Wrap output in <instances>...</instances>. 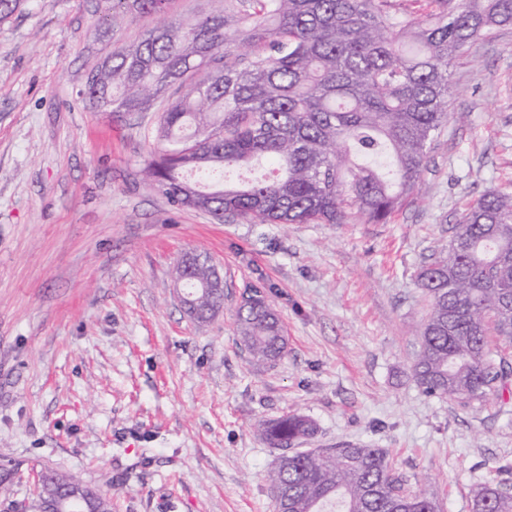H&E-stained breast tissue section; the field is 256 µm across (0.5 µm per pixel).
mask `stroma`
<instances>
[{
    "instance_id": "35a3bbf8",
    "label": "stroma",
    "mask_w": 512,
    "mask_h": 512,
    "mask_svg": "<svg viewBox=\"0 0 512 512\" xmlns=\"http://www.w3.org/2000/svg\"><path fill=\"white\" fill-rule=\"evenodd\" d=\"M107 0H23L0 21V512L53 470L110 493L112 512H274L278 452L259 421L300 413L311 448L388 451L407 489L472 512L477 486L512 490V391L463 407L411 373L431 303L416 285L465 205L512 191V27L450 69L448 123L418 196L385 224H254L172 206L141 168L159 115L90 104V74L166 17ZM207 254L224 307L200 324L172 269ZM265 286L288 339L272 365L236 332Z\"/></svg>"
}]
</instances>
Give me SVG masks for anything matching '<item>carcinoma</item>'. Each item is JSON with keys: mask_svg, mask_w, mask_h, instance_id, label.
Instances as JSON below:
<instances>
[{"mask_svg": "<svg viewBox=\"0 0 512 512\" xmlns=\"http://www.w3.org/2000/svg\"><path fill=\"white\" fill-rule=\"evenodd\" d=\"M187 22H164L115 48L87 83L104 112L161 110L143 173L181 208L239 215L255 224H385L416 199L430 145L448 122L450 67L512 26V0H218ZM168 0H112L129 12ZM269 161L277 173L238 184L224 170ZM450 250L423 266L431 301L412 375L428 396L481 401L508 389L512 363V193L491 191L462 211ZM175 278L195 285L198 323L224 293L209 287L207 258L184 254ZM240 343L256 362L287 352L264 288L236 313ZM283 452L315 433L300 414L258 425ZM81 482L37 480L45 505ZM288 512H440L434 493L409 491L387 452L363 444L294 451L270 475ZM473 512H512V492L479 485Z\"/></svg>", "mask_w": 512, "mask_h": 512, "instance_id": "carcinoma-1", "label": "carcinoma"}]
</instances>
